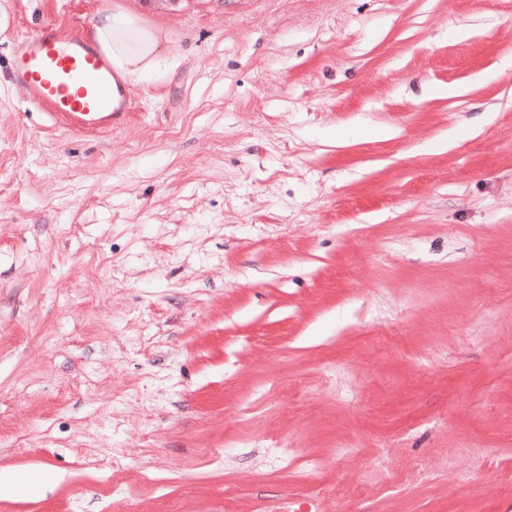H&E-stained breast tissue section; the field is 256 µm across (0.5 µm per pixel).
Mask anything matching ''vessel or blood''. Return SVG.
I'll return each instance as SVG.
<instances>
[{"label": "vessel or blood", "mask_w": 512, "mask_h": 512, "mask_svg": "<svg viewBox=\"0 0 512 512\" xmlns=\"http://www.w3.org/2000/svg\"><path fill=\"white\" fill-rule=\"evenodd\" d=\"M11 78L55 123L75 132L110 131L132 109L107 58L50 24L18 48Z\"/></svg>", "instance_id": "vessel-or-blood-1"}]
</instances>
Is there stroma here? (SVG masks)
<instances>
[{"label":"stroma","instance_id":"obj_1","mask_svg":"<svg viewBox=\"0 0 512 512\" xmlns=\"http://www.w3.org/2000/svg\"><path fill=\"white\" fill-rule=\"evenodd\" d=\"M105 2L0 0V512H512V0H119L83 135L8 67ZM90 23L93 43L111 64L93 45L48 24L18 48L10 74L55 123L79 133L101 134L132 109L118 80L142 85L164 76L167 36L143 23L134 10L113 4L112 9H99Z\"/></svg>","mask_w":512,"mask_h":512}]
</instances>
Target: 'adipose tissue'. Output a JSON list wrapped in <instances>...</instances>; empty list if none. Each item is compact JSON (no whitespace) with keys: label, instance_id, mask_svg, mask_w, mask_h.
Instances as JSON below:
<instances>
[{"label":"adipose tissue","instance_id":"adipose-tissue-1","mask_svg":"<svg viewBox=\"0 0 512 512\" xmlns=\"http://www.w3.org/2000/svg\"><path fill=\"white\" fill-rule=\"evenodd\" d=\"M89 34L120 82L142 85L163 77L167 36L162 29L143 23L134 10L123 6L99 9Z\"/></svg>","mask_w":512,"mask_h":512}]
</instances>
